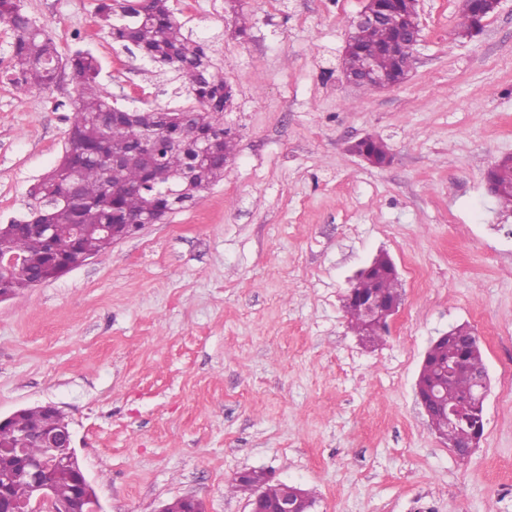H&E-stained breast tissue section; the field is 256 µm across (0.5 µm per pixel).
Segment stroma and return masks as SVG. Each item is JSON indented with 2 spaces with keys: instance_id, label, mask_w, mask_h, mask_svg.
<instances>
[{
  "instance_id": "1",
  "label": "stroma",
  "mask_w": 512,
  "mask_h": 512,
  "mask_svg": "<svg viewBox=\"0 0 512 512\" xmlns=\"http://www.w3.org/2000/svg\"><path fill=\"white\" fill-rule=\"evenodd\" d=\"M60 56L87 49L114 105L186 109L171 73L112 42L97 0H21ZM363 0H169L235 93L224 178L189 208L61 278L0 302V416L53 404L105 512L192 496L250 512L237 473L307 490L313 512H512V209L485 171L512 153V0L473 38L461 0H419L408 79L341 75ZM75 30L63 37V27ZM0 21V224L59 162L71 87L23 89ZM374 134L392 161L348 153ZM388 255L400 309L375 346L344 311ZM490 389L476 452L431 431L415 383L456 325Z\"/></svg>"
}]
</instances>
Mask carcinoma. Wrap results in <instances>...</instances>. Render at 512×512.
<instances>
[{"instance_id": "1", "label": "carcinoma", "mask_w": 512, "mask_h": 512, "mask_svg": "<svg viewBox=\"0 0 512 512\" xmlns=\"http://www.w3.org/2000/svg\"><path fill=\"white\" fill-rule=\"evenodd\" d=\"M135 0H99L97 14L113 41L124 47L134 46L154 63L167 65L178 73L193 93L198 106L185 110L183 123L171 122L177 111L162 108L136 111L131 123L112 121L114 104L100 91L97 79L100 73L96 57L87 50L78 49L61 59L53 38L40 29L20 6V0H0V21L9 24L15 34L13 60L23 76L24 84L44 88L51 85L58 72H63L73 88L69 100L73 121L59 164L48 172L33 188L35 209L40 211L43 224H57V233L49 236L36 228L21 232L19 224L31 219L25 215L10 221V227L0 231V248L13 249L26 257V272L5 278L6 286L19 292L32 287L33 280L55 262L79 254L101 255L107 244L94 231L99 224H124L145 210L164 211L171 206L184 208L197 199V194L224 178L225 159L235 151L234 137L224 128V111L232 103V88L224 81V74L211 62L205 48L189 39L182 31L168 6V0H145L142 10L131 7ZM415 10L413 0H387L381 10L382 20L375 26L359 29L353 35L355 49L347 58L353 71L359 70L365 59L378 62L382 72L395 74L394 62L388 48L400 36L406 18ZM165 129L154 153V185L148 190L136 186L146 179L145 165L138 157L137 139ZM206 138L213 144V157L203 163L192 162L196 140ZM125 155V160L106 165L101 155L112 151ZM497 182L496 197L507 208H512V166L503 165L492 172ZM179 192L174 199L167 195L169 186ZM121 194L112 199V190ZM84 228L81 236L73 234V226ZM357 295L380 293L387 297L399 295L398 277L380 274L362 278L353 285ZM345 313L351 327L361 340L374 344L381 333L369 332L360 309L345 302ZM472 330L459 325L456 334L441 340L432 348L423 364L422 376L430 380L436 374V365L449 358L462 360V365L448 383V405L465 397L472 388L475 375L484 368L482 349L471 344ZM432 429L448 433L453 439L454 451H466L471 430L460 426L448 429L439 407L431 408ZM24 426L36 436L53 429L60 417L34 407L27 410ZM14 431L0 428V485L16 501L30 500L35 492L29 478L3 453L12 441ZM55 485L60 496L68 498L73 489L71 474L59 467L53 468ZM232 489L263 498H276L289 489L283 482H275L267 472L253 470Z\"/></svg>"}]
</instances>
